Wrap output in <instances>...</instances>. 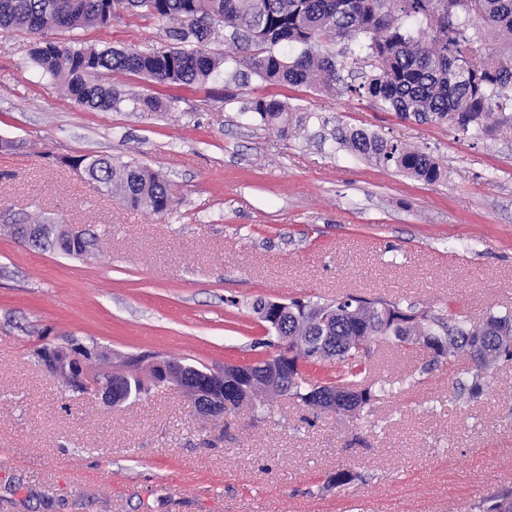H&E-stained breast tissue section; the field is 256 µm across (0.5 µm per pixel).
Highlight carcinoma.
<instances>
[{
  "mask_svg": "<svg viewBox=\"0 0 512 512\" xmlns=\"http://www.w3.org/2000/svg\"><path fill=\"white\" fill-rule=\"evenodd\" d=\"M112 0H0V30H26L40 36L32 51L42 72L59 81L83 107L94 111L156 112L157 96L128 92L104 74L136 75L159 87L203 85L225 71L245 67L275 87L304 86L333 93L338 88L370 98L381 110L403 119L446 124L462 132L512 134V0H127L139 13L168 23L167 42L152 52L133 47L99 49L93 45L42 38L46 20L61 29L98 27L112 20ZM414 18L432 33L430 41L415 38L395 15ZM231 47L222 54L207 52L219 30ZM358 42L372 70L356 87L344 83L335 57L321 53L330 42ZM247 125L276 127L287 132L306 119L293 118L288 103L274 95L248 102ZM335 139L352 153L381 167H394L429 184L443 178L430 154L362 129H336ZM89 179L120 196L134 208L153 214L171 210L167 183L155 172L132 163L81 155L64 160ZM276 340L264 342L286 357L266 387L255 388L251 374L258 364L224 365V381L211 385L205 371L184 366L198 390L221 397L232 406H263L290 396L310 409L360 418L384 385L366 378L364 357L371 343L392 338L430 347L432 363L466 359L474 365L470 384L456 382L455 394L478 398L487 387L485 371L512 360V315H489L476 324L453 310L448 315L403 307L398 302L352 294L332 300L298 299L279 326L268 325ZM142 359L124 363L125 375L112 404L124 403L165 385L147 383ZM326 363L342 367L336 383L307 378L311 367ZM475 512H512V488H501L474 503Z\"/></svg>",
  "mask_w": 512,
  "mask_h": 512,
  "instance_id": "obj_1",
  "label": "carcinoma"
}]
</instances>
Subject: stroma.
I'll list each match as a JSON object with an SVG mask.
<instances>
[{"instance_id": "obj_1", "label": "stroma", "mask_w": 512, "mask_h": 512, "mask_svg": "<svg viewBox=\"0 0 512 512\" xmlns=\"http://www.w3.org/2000/svg\"><path fill=\"white\" fill-rule=\"evenodd\" d=\"M165 22L116 6L112 21L54 30L148 52ZM36 37L0 31V225L67 223L84 256L0 233V512H472L512 488V362L476 399L456 397L468 364L372 343L370 378L390 384L359 420L280 397L218 416L169 386L109 406L50 375L44 345L76 340L109 361L157 355L195 366L269 358L255 299L383 298L479 322L512 312V135L471 138L401 119L347 92L281 89L329 128L378 132L441 165L434 184L300 131L242 123L256 76L130 92L158 112H98L36 67ZM133 161L174 197L153 215L103 191L63 157ZM355 479L328 484L339 469Z\"/></svg>"}]
</instances>
